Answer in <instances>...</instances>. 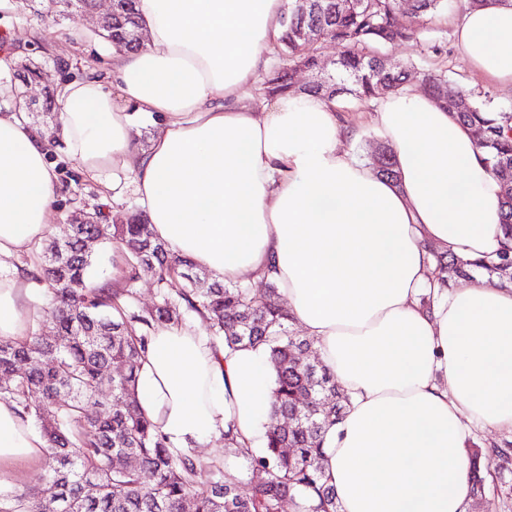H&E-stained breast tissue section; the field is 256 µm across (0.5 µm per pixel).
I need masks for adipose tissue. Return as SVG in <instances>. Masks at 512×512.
<instances>
[{
  "label": "adipose tissue",
  "mask_w": 512,
  "mask_h": 512,
  "mask_svg": "<svg viewBox=\"0 0 512 512\" xmlns=\"http://www.w3.org/2000/svg\"><path fill=\"white\" fill-rule=\"evenodd\" d=\"M284 0H136L147 40L57 83L52 132L0 113V338L30 335L36 297L12 267L55 232L62 142L102 188L125 184L175 255L226 282H273L347 396L323 467L339 512H468L470 425L512 436V286L485 278L420 304L433 252L496 258L500 186L472 134L413 84L378 98L390 181L344 148L335 100L242 89L283 33ZM471 66L512 86V5L467 10ZM154 134L138 147L133 132ZM274 371L262 347L213 345L200 322L156 326L140 410L171 450L232 432L264 453ZM43 434L0 400V466L39 460Z\"/></svg>",
  "instance_id": "adipose-tissue-1"
}]
</instances>
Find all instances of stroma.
Listing matches in <instances>:
<instances>
[{
	"mask_svg": "<svg viewBox=\"0 0 512 512\" xmlns=\"http://www.w3.org/2000/svg\"><path fill=\"white\" fill-rule=\"evenodd\" d=\"M22 3L0 0V52H8L13 58L11 68L0 73V85L26 86L24 118L33 125L50 127L58 117L53 94L56 83L83 75L88 66L107 70L113 48L95 35L93 18L66 8L62 0H38L39 14L27 17L21 13ZM466 9L465 0H455L448 11L421 21L415 38L387 46L382 54L391 64L410 66L418 73L444 75L480 101L512 107V90L483 80L460 51L456 27ZM373 109V101L362 102L351 95L337 102L338 112L362 132L348 148L364 161L383 142L370 121ZM49 157L59 181L53 215L57 231H64L77 213H91L114 201L123 208L135 205L136 198L129 190H122L116 200L102 193L100 185L82 175L64 147L51 144Z\"/></svg>",
	"mask_w": 512,
	"mask_h": 512,
	"instance_id": "stroma-1",
	"label": "stroma"
}]
</instances>
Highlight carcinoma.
<instances>
[{"mask_svg":"<svg viewBox=\"0 0 512 512\" xmlns=\"http://www.w3.org/2000/svg\"><path fill=\"white\" fill-rule=\"evenodd\" d=\"M130 14L103 35L117 52L141 43L128 38L141 29ZM449 0H419L417 18L448 10ZM398 0H310L307 12L284 11L280 43L288 61L313 66L309 42L298 33L321 32L340 48L337 76L310 93L330 98L371 97L382 82L391 92L409 81V69L387 70L379 49L410 40L417 28L401 24ZM432 96L442 100L463 127L485 131L479 144L483 160L501 185V221L512 239V111L494 109L441 74L426 76ZM378 172L396 178L394 156L379 154ZM96 223L80 224L72 239L54 238L42 246L30 272L50 298L45 313L57 322V334L36 332L24 340L0 338V400L15 404L25 420L40 425L47 439L48 472L35 487L0 494V512H338L335 489L320 466L327 432L342 419L346 397L331 373L310 356L313 342L291 329L293 317L277 302L274 284L256 293L241 282H224L171 254L154 237L137 211L114 218L99 210ZM118 243L126 249L127 282L147 265L161 299L151 310L128 311L133 289L90 275L92 254L78 234ZM512 271V248L497 258L471 262L449 253L435 255L434 274L441 285L452 278L485 274L498 279ZM183 288L171 296L173 278ZM193 315L209 324V336L229 348L266 347L275 373L272 413L288 418L268 429V448L252 449L224 434V445L260 480L235 476L191 450L172 452L167 439L136 405V370L148 334L163 323H181ZM124 372L112 373V364ZM474 497L485 512L512 500V443H474L469 448Z\"/></svg>","mask_w":512,"mask_h":512,"instance_id":"obj_1","label":"carcinoma"}]
</instances>
